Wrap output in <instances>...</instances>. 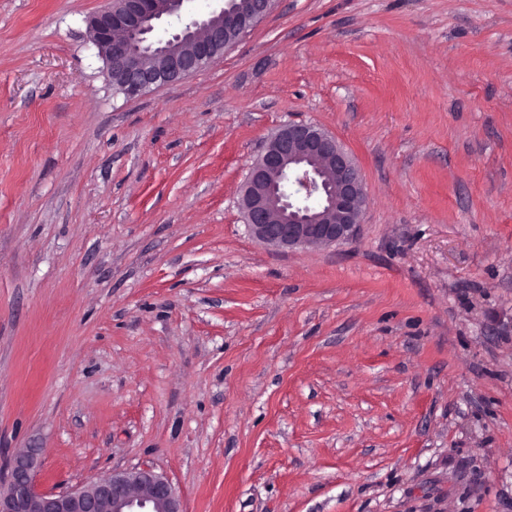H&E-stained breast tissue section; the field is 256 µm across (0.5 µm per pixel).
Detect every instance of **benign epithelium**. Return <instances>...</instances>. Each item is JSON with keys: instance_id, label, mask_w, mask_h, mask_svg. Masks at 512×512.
Masks as SVG:
<instances>
[{"instance_id": "7a95c632", "label": "benign epithelium", "mask_w": 512, "mask_h": 512, "mask_svg": "<svg viewBox=\"0 0 512 512\" xmlns=\"http://www.w3.org/2000/svg\"><path fill=\"white\" fill-rule=\"evenodd\" d=\"M182 0H114L89 20V38L108 77L128 96L190 76L223 54L242 34L271 13L275 0H224L210 17L154 40L153 32L178 13ZM323 196L316 212L286 198ZM368 195L359 166L336 139L314 123H291L272 137L250 167L242 193L246 223L260 242L278 249L349 244L359 233ZM0 512H184L166 475L152 468L113 471L63 492L38 484L31 449L17 452L0 477Z\"/></svg>"}]
</instances>
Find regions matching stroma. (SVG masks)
<instances>
[{
    "label": "stroma",
    "mask_w": 512,
    "mask_h": 512,
    "mask_svg": "<svg viewBox=\"0 0 512 512\" xmlns=\"http://www.w3.org/2000/svg\"><path fill=\"white\" fill-rule=\"evenodd\" d=\"M0 0V470L154 466L185 512H512V0H277L129 98L88 21ZM369 203L281 251L240 206L288 123Z\"/></svg>",
    "instance_id": "stroma-1"
}]
</instances>
